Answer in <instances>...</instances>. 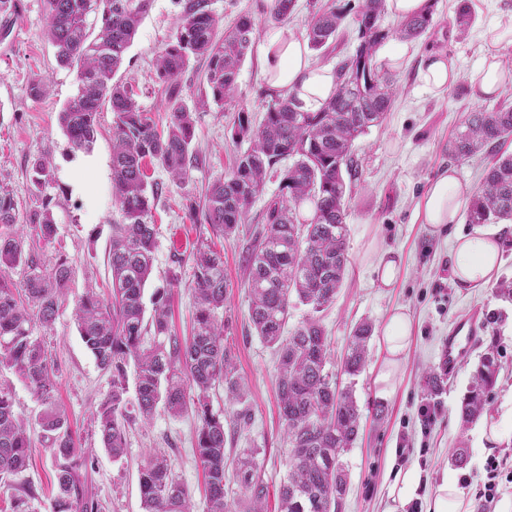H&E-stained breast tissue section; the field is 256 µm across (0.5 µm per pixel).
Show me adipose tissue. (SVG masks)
I'll use <instances>...</instances> for the list:
<instances>
[{
  "instance_id": "1",
  "label": "adipose tissue",
  "mask_w": 512,
  "mask_h": 512,
  "mask_svg": "<svg viewBox=\"0 0 512 512\" xmlns=\"http://www.w3.org/2000/svg\"><path fill=\"white\" fill-rule=\"evenodd\" d=\"M488 35L492 46L490 58L470 77L477 97L498 95L506 88L502 58L512 51V14L499 18ZM261 56L269 87L294 96L301 111H318L336 88L334 71L314 66L307 41L288 28H279L266 40ZM469 193L468 185L453 169L443 170L430 181L424 200V221L432 233H443L457 223ZM499 264L498 237L480 233L456 235L451 267L456 287H487L495 280ZM411 336L412 321L405 312L393 313L384 324L380 345L385 359L376 377L380 395L394 394L396 372L407 355Z\"/></svg>"
}]
</instances>
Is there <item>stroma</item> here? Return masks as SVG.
<instances>
[{
    "instance_id": "stroma-1",
    "label": "stroma",
    "mask_w": 512,
    "mask_h": 512,
    "mask_svg": "<svg viewBox=\"0 0 512 512\" xmlns=\"http://www.w3.org/2000/svg\"><path fill=\"white\" fill-rule=\"evenodd\" d=\"M18 16L8 33H0V184L8 186L22 212L48 205L56 234L38 256L44 267L66 258L73 268L64 303L50 329L35 328L43 337L55 367L56 400L64 410L73 434L82 447L92 449L95 469L89 489L104 512H144L139 470L153 452H164L175 475L184 485L197 512L205 508L202 471L195 456L198 422L194 414L179 417L157 411L149 423H133L127 434L123 458L115 460L104 450L94 413L112 391V375L101 370L82 342L74 321V308L86 288L101 298L110 295L111 277L107 252L112 226L120 213L112 195V125L110 106L99 114V132L90 152L73 150L58 116L64 104L77 94L76 68L57 64L46 27V0H18ZM360 0H336L345 11L342 32L327 53L312 52L316 66L335 67L339 58L358 44L354 14ZM270 0H213L212 8L223 27H231L240 14H250L257 24V42H265L277 29L269 17ZM468 8L471 22L458 28L460 8ZM179 8L175 0H153L128 49L116 81L138 93L139 104L156 121H165V91L154 80L159 52L173 33ZM512 13V0H434L433 25L420 38L398 41L393 32L398 20L382 15L381 25L390 30L389 44H402L404 53L395 71L398 93L382 126L370 128L355 143L361 164V181L348 203V253L350 269L336 299L320 315L330 342L332 372H340L342 355L354 325L371 322L381 329L398 309L413 322L411 347L400 366L395 394L380 399L375 383L384 362L379 344H372L365 370L355 379L354 394L363 413L362 430L344 461L349 475L348 491L338 512H383L389 486L399 465L396 449L407 440L411 451L407 467L419 470L423 483L419 499H426L442 478L454 475L468 501L486 479L485 463L496 456L503 471L512 470V299L496 285L459 290L451 274L452 237L431 233L424 222L423 203L431 179L445 168H456L471 189H478L490 162L482 152L464 160L448 154V139L465 112L489 109L497 97L474 99L468 76L481 67L485 57L482 33L498 16ZM432 50L446 51L459 73L458 80L441 90L427 87L421 79L422 59ZM47 79L42 98L30 93L34 77ZM258 53L248 54L236 83L233 103L221 108L197 109L191 150L199 157L189 185L172 183L159 165L148 166L150 180L162 183L154 222L157 228L154 270L144 299L152 301L156 290L169 293L171 330L187 337L194 314L192 254L203 245L224 253L227 283L224 302V344L236 366L242 405L251 414L248 427L227 445L228 457L240 449L255 448L265 472L267 512H277L279 488L288 474L289 448L279 419L277 360L274 351L256 335L248 317L244 255L255 230L261 226L267 203L279 192L280 178L269 175L246 221L228 237L213 233L206 224L192 223L187 197H202L209 184L227 176L235 157L246 151L248 141L235 137L238 116L260 124L269 101ZM45 159L51 180L38 188L30 180L31 164ZM401 260L397 282L389 288L375 282L372 266L384 253ZM476 315L479 331L471 352L455 374L445 379L437 397H430L424 376L439 369V353L449 329L458 320ZM494 352L500 364L496 383L488 397V413L480 423L463 427L461 401L481 356ZM9 386L16 409L34 443L28 469L0 488V512H10L16 490L33 489L31 512H51L57 492L52 457L41 443L37 418L43 406L34 392L11 371L0 370V385ZM436 401L439 412L429 426H422L418 409ZM382 415H374L375 405ZM500 425L497 444L483 446L481 426ZM469 450L466 464L452 461L454 448Z\"/></svg>"
}]
</instances>
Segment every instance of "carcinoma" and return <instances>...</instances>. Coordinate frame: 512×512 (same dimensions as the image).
<instances>
[{
  "instance_id": "carcinoma-1",
  "label": "carcinoma",
  "mask_w": 512,
  "mask_h": 512,
  "mask_svg": "<svg viewBox=\"0 0 512 512\" xmlns=\"http://www.w3.org/2000/svg\"><path fill=\"white\" fill-rule=\"evenodd\" d=\"M153 0H47V35L57 61L77 67L80 88L59 113L73 149L88 152L98 133V115L109 103L112 126V191L121 220L112 225L109 265L112 291L103 300L86 290L75 307L79 335L98 366L112 373V392L99 405L97 422L105 450L123 456L132 414L150 420L158 407L173 416L194 411L199 425L196 458L206 478V512H238L226 487L227 442L224 415L213 412L211 389L224 385L241 402L235 365L224 347L226 281L224 255L210 247L198 250L194 262L193 335L180 341L171 334L168 299L160 294L145 320L144 290L153 272L156 224L154 201L159 183L147 181L155 162L173 183L192 182L189 158L195 137L193 112L181 95V76L191 62L206 63L205 81L219 106L233 98L236 79L252 50L256 22L238 17L217 35L219 17L212 0H176L178 25L160 51L154 73L168 95L166 128L142 109L126 86L112 82ZM296 0H271L270 16L285 23ZM383 0H364L356 14L359 44L336 66V91L317 112H300L293 97L271 95L264 120L253 128L241 117L236 135L250 140L229 176L208 186L201 202L189 201V215L208 224L219 236L235 233L262 189L268 174L290 159L280 172L281 197L268 203L265 224L244 259L249 291V320L256 335L275 348L279 363L280 418L290 447L287 480L280 488V512H338L348 489L343 457L357 439L361 412L353 387H338L327 369V336L318 314L330 306L350 264L347 251V196L360 181L355 141L379 126L397 93L396 76L377 65L376 52L390 36L381 27ZM344 14L335 0L313 5L306 30L310 49L319 51L336 39ZM433 23L432 14L402 22L397 34L415 39ZM512 137V106L466 113L448 140V155L463 160L485 150L493 154L481 187L465 210L466 223L512 220V154L499 147ZM51 179L43 159L31 167L36 187ZM28 223L50 241L54 219L47 207L29 212ZM13 193L0 186V368L12 370L45 405L39 416L42 443L56 463L57 494L52 512H102L88 492L94 457L82 448L56 403L53 365L33 321L51 327L63 302L71 270L60 257L51 270L26 251ZM24 276L16 285L9 271ZM308 307V317L283 336L292 299ZM372 325L351 331L343 373L354 378L364 370ZM136 366V397L125 398L126 366ZM498 360L482 356L464 395L462 420L472 423L487 411L488 396L498 375ZM32 453L26 426L15 411L10 390L0 386V482L25 472ZM255 448H243L233 460L248 507L264 512L268 487ZM139 486L145 512H193L186 489L163 456L141 468Z\"/></svg>"
}]
</instances>
